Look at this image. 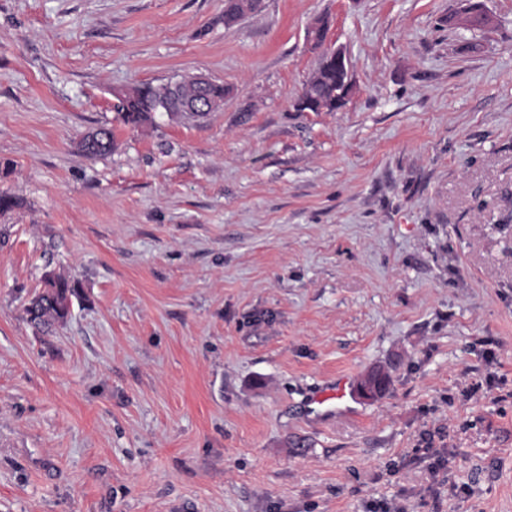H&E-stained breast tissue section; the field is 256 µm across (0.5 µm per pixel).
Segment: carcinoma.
I'll use <instances>...</instances> for the list:
<instances>
[{
    "mask_svg": "<svg viewBox=\"0 0 512 512\" xmlns=\"http://www.w3.org/2000/svg\"><path fill=\"white\" fill-rule=\"evenodd\" d=\"M251 0H224V17L233 18L244 14V9L254 12L250 7ZM488 22L487 16L479 5L473 3L463 11L448 16V24L457 25L461 22ZM341 77L336 75V67L325 68L321 65L313 71L302 92L312 104L314 112H335L340 108L336 104L339 99ZM197 96V89L191 83H182L175 87L171 84L154 86L142 83L132 86L123 93L122 98L114 105L117 118L133 127L153 126L156 113L164 103H173L176 99H192ZM81 150L90 157L101 156L112 152L115 138L112 129L100 127L83 137ZM82 298L79 285L65 277L51 274L44 279L41 291L35 294L24 305L27 320L44 334L52 331V327L68 319L74 301Z\"/></svg>",
    "mask_w": 512,
    "mask_h": 512,
    "instance_id": "1",
    "label": "carcinoma"
}]
</instances>
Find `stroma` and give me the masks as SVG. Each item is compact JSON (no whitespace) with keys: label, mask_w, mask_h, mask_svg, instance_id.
Wrapping results in <instances>:
<instances>
[{"label":"stroma","mask_w":512,"mask_h":512,"mask_svg":"<svg viewBox=\"0 0 512 512\" xmlns=\"http://www.w3.org/2000/svg\"><path fill=\"white\" fill-rule=\"evenodd\" d=\"M464 2L0 0V512H512V0ZM319 17L354 92L299 112ZM192 74L221 110L117 120ZM122 98L117 99L114 105L117 118L124 124L133 127L153 126L156 123V113L160 112L163 103H170L171 108L167 113L170 119L201 120L210 112H216L224 102L226 89L224 84L211 83L208 95L212 99V106L207 112L186 113L172 108L173 101L177 99H192L197 96V89L191 83H182L175 87L172 84L154 86L151 83H142L128 87ZM81 150L90 157L101 156L112 152L115 148V138L112 129L109 127H100L93 133L83 137ZM49 275L47 278L46 276ZM44 277L41 291L24 305L27 320L44 334L52 327L68 319L74 300H81L79 285L71 280L54 274Z\"/></svg>","instance_id":"35a3bbf8"}]
</instances>
